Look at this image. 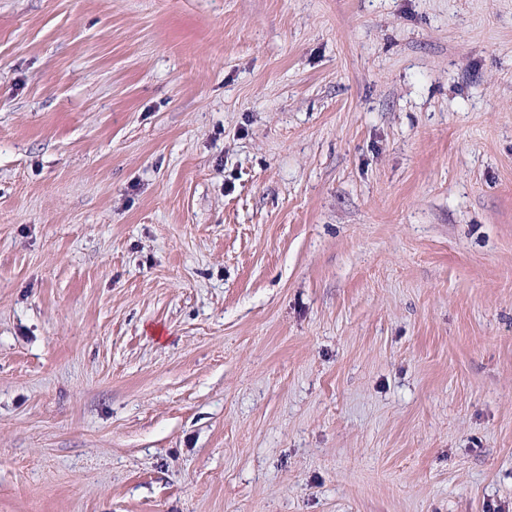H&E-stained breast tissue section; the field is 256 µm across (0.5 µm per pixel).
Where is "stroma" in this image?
Instances as JSON below:
<instances>
[{"label": "stroma", "mask_w": 512, "mask_h": 512, "mask_svg": "<svg viewBox=\"0 0 512 512\" xmlns=\"http://www.w3.org/2000/svg\"><path fill=\"white\" fill-rule=\"evenodd\" d=\"M0 512H512V0H0Z\"/></svg>", "instance_id": "stroma-1"}]
</instances>
